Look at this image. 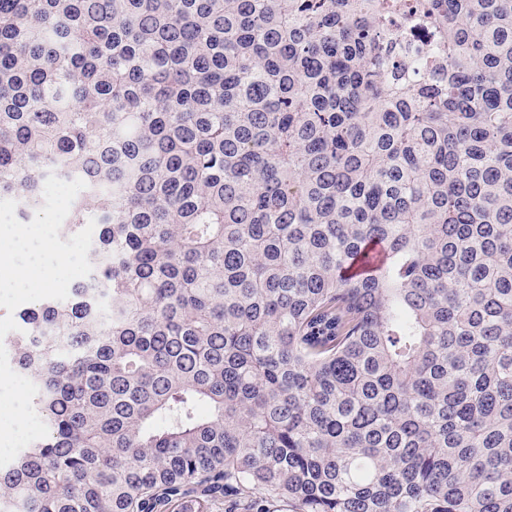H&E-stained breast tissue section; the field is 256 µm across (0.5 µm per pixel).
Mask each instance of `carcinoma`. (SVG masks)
<instances>
[{
    "instance_id": "1",
    "label": "carcinoma",
    "mask_w": 512,
    "mask_h": 512,
    "mask_svg": "<svg viewBox=\"0 0 512 512\" xmlns=\"http://www.w3.org/2000/svg\"><path fill=\"white\" fill-rule=\"evenodd\" d=\"M51 173L0 512H512V0H0V200Z\"/></svg>"
}]
</instances>
